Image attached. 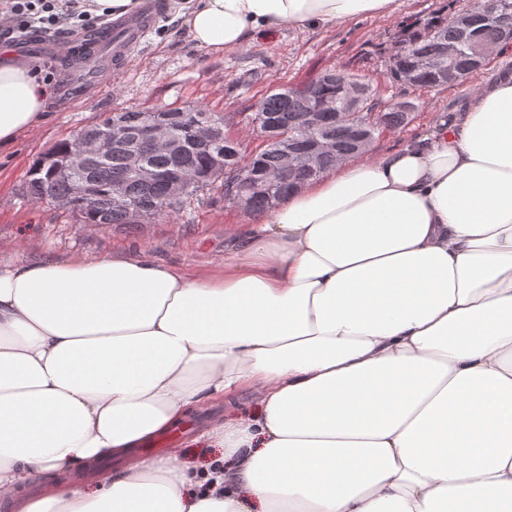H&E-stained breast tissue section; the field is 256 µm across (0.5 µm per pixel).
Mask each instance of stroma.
I'll list each match as a JSON object with an SVG mask.
<instances>
[{"label":"stroma","mask_w":512,"mask_h":512,"mask_svg":"<svg viewBox=\"0 0 512 512\" xmlns=\"http://www.w3.org/2000/svg\"><path fill=\"white\" fill-rule=\"evenodd\" d=\"M471 5L472 0H396L394 12L384 17L309 30L287 27L278 36H259L243 48L221 54L196 47L168 6L129 68L108 73L101 88H89L79 101L66 92L73 71L64 59L33 55L32 63L46 69L53 94L43 124L0 149V264L36 262L48 254L93 260L140 249L154 261L200 274L223 271L230 233L253 223L255 217L226 206L220 186L206 190L202 204L187 217L175 215L130 227L97 226L79 223L63 209L27 196L24 183L29 168L59 141L115 112L188 106L235 112L272 89L304 83L327 69L358 74L383 100L395 101L404 94L415 99L418 110L410 124L384 132L368 155L397 150L456 111L464 86L404 89L386 74V48L401 35L404 22L423 24L434 15L452 16ZM223 413L222 404L204 403L192 422L139 453L155 456L177 448L190 465L205 464L213 451L194 436Z\"/></svg>","instance_id":"1"}]
</instances>
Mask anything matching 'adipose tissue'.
Masks as SVG:
<instances>
[{
  "mask_svg": "<svg viewBox=\"0 0 512 512\" xmlns=\"http://www.w3.org/2000/svg\"><path fill=\"white\" fill-rule=\"evenodd\" d=\"M395 0H184L194 44L348 23ZM403 147L233 232L224 270L141 252L0 266V502L15 512H512V43ZM51 94L0 53V146ZM253 392L179 450L44 484Z\"/></svg>",
  "mask_w": 512,
  "mask_h": 512,
  "instance_id": "ef3b65f1",
  "label": "adipose tissue"
}]
</instances>
